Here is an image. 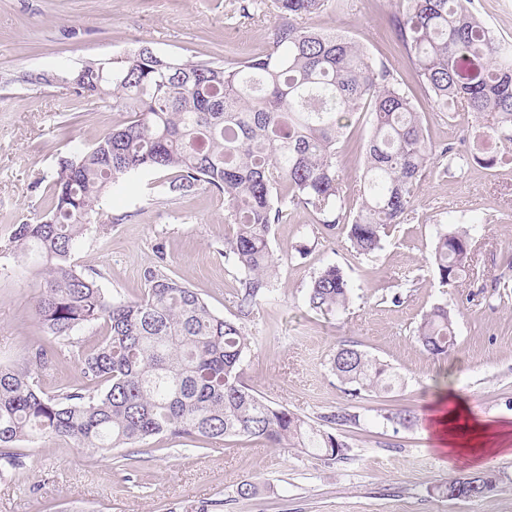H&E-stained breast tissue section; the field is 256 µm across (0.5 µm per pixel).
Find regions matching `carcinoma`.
Segmentation results:
<instances>
[{
  "label": "carcinoma",
  "mask_w": 512,
  "mask_h": 512,
  "mask_svg": "<svg viewBox=\"0 0 512 512\" xmlns=\"http://www.w3.org/2000/svg\"><path fill=\"white\" fill-rule=\"evenodd\" d=\"M328 6L329 0H273L278 22L270 50L233 66L141 45L110 63L88 61L67 72L78 95L109 101L127 118L59 159L47 213L14 225L4 249L41 265L44 289L34 309L45 333L68 343L77 329L102 323L106 334L82 353V387L56 396L44 395L38 379L62 350L39 346L21 363L0 367V479L24 467L20 443L46 434L102 456L156 437L216 443L247 437L273 448L311 449L330 461L347 456L348 445L336 435L257 396L241 369L250 338L163 266L145 272L141 298L117 301L72 262L105 195L143 172L170 171L171 194L204 187L224 196V221L235 225L224 252L242 273L236 298L246 317L272 292V227L295 210L313 213L329 236L345 224L354 252L370 255L411 209L435 164L499 163L500 150L512 146V45L482 22L473 0H407L393 20L434 106L461 107L477 122L462 155L431 140L385 63L342 35L301 25ZM366 109L373 116L366 163L349 187L336 144ZM351 195L359 200L353 212L346 209ZM471 260L468 232L437 234L433 265L441 287L456 286ZM351 296L343 271L330 265L312 281L308 305L335 316L349 308ZM416 336L429 354L448 356L454 346L448 306L426 312ZM332 371L353 396L400 382L392 367L352 345L337 350ZM359 418L338 407L322 421L355 425ZM495 486L492 474L483 473L444 486L442 494L475 498Z\"/></svg>",
  "instance_id": "cac0c4a2"
}]
</instances>
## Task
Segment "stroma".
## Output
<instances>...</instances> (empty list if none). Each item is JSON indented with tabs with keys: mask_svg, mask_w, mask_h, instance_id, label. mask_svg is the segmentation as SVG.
I'll use <instances>...</instances> for the list:
<instances>
[{
	"mask_svg": "<svg viewBox=\"0 0 512 512\" xmlns=\"http://www.w3.org/2000/svg\"><path fill=\"white\" fill-rule=\"evenodd\" d=\"M263 2L244 18L239 0H0V241L12 225L46 210L59 158L93 144L121 119L107 104L76 94L61 74L138 45L228 64L264 55L276 17L272 0ZM403 7V0H345L343 11L328 9L305 24L349 36L384 62L431 139L466 151L463 138L474 119L436 109L416 80L392 25ZM41 71L58 74V81L23 82L25 73ZM368 127V114H358L337 145L345 183L364 168ZM168 178L163 171L144 174L128 192L104 196L74 263L114 299L130 301L142 296L145 271L162 261L215 312L239 318L241 274L224 254L235 227L224 221L223 198L204 188L169 195ZM447 228L468 231L475 249L471 274L454 288L440 287L429 263L437 232ZM270 247L278 262L273 291L240 318L252 339L244 380L264 401L315 425L339 407L359 413L358 425L330 428L348 444L347 459L248 438H228L212 450L164 438L126 448L131 461L122 467L112 456L45 436L22 443L23 469L0 480V512H512V152L490 170L434 168L373 255L355 256L345 229L325 237L304 210L274 225ZM330 265L342 269L353 296L344 313L324 317L307 298L314 277ZM42 283L38 264L0 250L2 366L54 343L33 308ZM437 304L447 305L454 321L455 345L444 359L428 354L415 336ZM102 334L99 325L77 330L75 346L41 374L42 392L79 387L81 354ZM345 344L389 364L402 386L351 396L331 370ZM445 391L491 426L487 445L495 456L472 464L443 456L427 426L385 419L403 409L422 415ZM480 472L493 474L494 490L470 499L440 494L448 479ZM245 482L256 486L255 495H239Z\"/></svg>",
	"mask_w": 512,
	"mask_h": 512,
	"instance_id": "stroma-1",
	"label": "stroma"
}]
</instances>
